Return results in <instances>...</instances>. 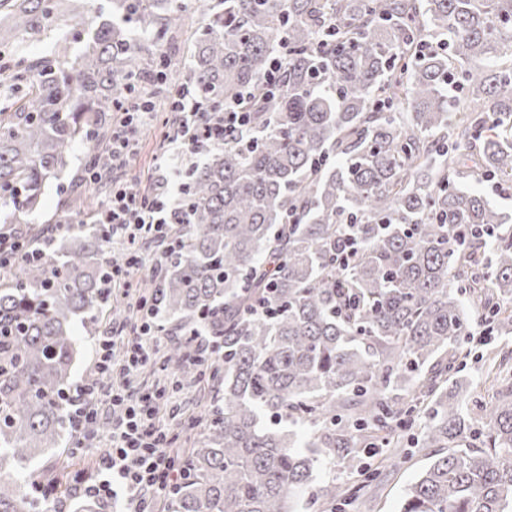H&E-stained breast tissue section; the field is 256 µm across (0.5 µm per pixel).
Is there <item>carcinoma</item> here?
Listing matches in <instances>:
<instances>
[{
  "instance_id": "1",
  "label": "carcinoma",
  "mask_w": 512,
  "mask_h": 512,
  "mask_svg": "<svg viewBox=\"0 0 512 512\" xmlns=\"http://www.w3.org/2000/svg\"><path fill=\"white\" fill-rule=\"evenodd\" d=\"M0 0V236L47 184L85 166L112 187V113L171 87L204 112L249 100L251 125L182 174L186 223L140 295L178 337L157 370L207 392L168 512H324L369 443L404 452L425 418L429 462L397 512H512V350L486 401L461 375L470 328L512 335V226L467 183H512V0ZM85 36L79 50L72 43ZM53 41L46 54L25 45ZM281 89L266 93L272 61ZM346 240L357 254L346 265ZM95 227L0 283V512H43L35 461L70 433L77 322L112 306ZM223 349L201 370L196 337Z\"/></svg>"
}]
</instances>
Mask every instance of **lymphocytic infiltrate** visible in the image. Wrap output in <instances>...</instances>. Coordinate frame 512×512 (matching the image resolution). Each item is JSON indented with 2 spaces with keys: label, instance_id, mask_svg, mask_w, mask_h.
I'll return each mask as SVG.
<instances>
[{
  "label": "lymphocytic infiltrate",
  "instance_id": "f902f5d3",
  "mask_svg": "<svg viewBox=\"0 0 512 512\" xmlns=\"http://www.w3.org/2000/svg\"><path fill=\"white\" fill-rule=\"evenodd\" d=\"M167 99L179 126L160 160L159 184L150 192L113 186L97 213L96 221L103 226L107 243L126 246L124 265L112 266L109 272L108 283L116 299L137 287V275L146 266L143 243L167 238L170 226L183 220L179 165L237 134L249 122V104L244 100L206 118L197 112L183 89H170ZM154 118L155 107L149 102L121 108L109 147L113 166L126 163L142 130ZM134 313V321L113 325L109 332L95 338L96 376L67 394L76 447H95L99 440V406L105 403L112 410L110 444L99 452L93 476L78 471L69 480L82 495L100 500L121 497L131 512H154L156 494L173 488L183 476L173 450L175 433L160 417L162 407L176 405L178 389L171 382L139 384L140 373L161 351L159 328L163 316L153 302L145 299L137 301ZM117 347L123 351L118 362L113 359ZM103 376L111 377L109 386L100 384Z\"/></svg>",
  "mask_w": 512,
  "mask_h": 512
}]
</instances>
